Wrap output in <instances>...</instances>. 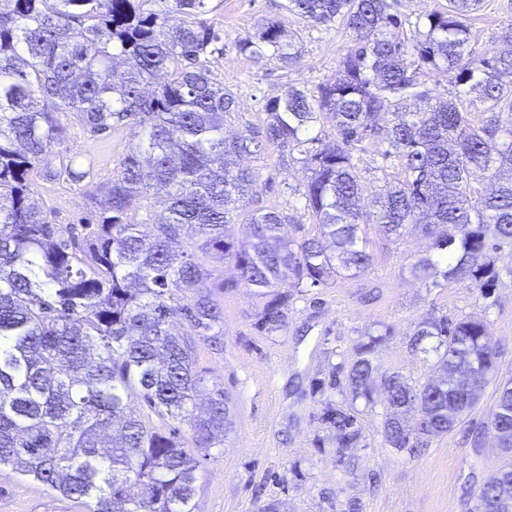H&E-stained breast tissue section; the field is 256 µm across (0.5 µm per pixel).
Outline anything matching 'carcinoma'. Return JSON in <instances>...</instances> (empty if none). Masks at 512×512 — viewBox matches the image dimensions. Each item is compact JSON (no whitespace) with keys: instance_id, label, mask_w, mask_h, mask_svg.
I'll return each instance as SVG.
<instances>
[{"instance_id":"carcinoma-1","label":"carcinoma","mask_w":512,"mask_h":512,"mask_svg":"<svg viewBox=\"0 0 512 512\" xmlns=\"http://www.w3.org/2000/svg\"><path fill=\"white\" fill-rule=\"evenodd\" d=\"M5 2L12 8L0 7V467L86 512H197L199 461L189 444L220 445L233 425L224 389L208 385L196 353L197 340H217L224 324L215 290L250 289L262 301L261 327L275 332L287 325L289 289L364 274L371 255L358 245L355 151L385 144L381 156L401 163L404 179L382 189L375 223L388 234L415 224L431 240L414 277L470 280L485 296L494 287L496 265L477 258L492 240L512 244V23L499 46L473 55L467 18L483 0H448L413 32L390 0H288L286 9L310 23L342 26L351 44L341 75L318 94L290 85L266 100L261 139L224 136L236 102L205 64L221 41L204 19L211 0ZM283 37L269 23L235 46L257 64L275 56L295 67L299 48ZM424 69L448 74L474 98L436 97L418 79ZM477 103L492 113L480 127L468 112ZM68 113L96 134L125 126L141 136L139 152L119 162L107 185L96 227L82 236L53 223L28 182L36 161L67 140L60 116ZM324 119L336 129L332 145L311 136ZM309 143L316 148L303 195L318 234L287 238L288 217L275 209L243 212L236 222L229 204L255 194L258 181L240 158ZM92 167L69 159L43 179L77 185ZM155 187L167 192V216L147 236L128 212ZM189 227L198 235L190 251L180 246ZM198 251L221 255L236 277L211 280ZM178 316L186 328L174 333ZM428 338L437 339L436 362L424 382L379 371L380 337L369 335L316 386H342L371 405L381 384L385 444L417 455L471 411L496 366L478 318L426 319L412 344ZM497 392L486 431L512 453V384ZM202 394L206 412L195 418ZM134 395L157 423L131 407ZM192 417L188 439L180 424ZM322 418L336 432L337 462H351L362 442L357 412L330 403ZM476 499L481 512H512V463Z\"/></svg>"}]
</instances>
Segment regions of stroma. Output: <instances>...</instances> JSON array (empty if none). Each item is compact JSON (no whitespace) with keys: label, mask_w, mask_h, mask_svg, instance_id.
I'll list each match as a JSON object with an SVG mask.
<instances>
[{"label":"stroma","mask_w":512,"mask_h":512,"mask_svg":"<svg viewBox=\"0 0 512 512\" xmlns=\"http://www.w3.org/2000/svg\"><path fill=\"white\" fill-rule=\"evenodd\" d=\"M211 4L207 21L220 31L224 49L210 55L208 67L237 102L225 124L229 136L261 135L266 99L291 84L316 93L336 77L350 46L344 29L308 23L287 11V0ZM272 21L295 35L301 53L298 67L285 68L275 58L257 64L237 51L240 37L257 34ZM511 22L512 0H484L482 10L467 21L473 53L491 49L502 27ZM62 121L67 145L36 165L31 188L51 209L54 223L92 224L99 210L94 196L102 195L120 160L137 151L139 139L127 128L90 134L70 114ZM71 156L94 163L84 186L43 180L45 170L59 168ZM306 159V153L274 146L242 159L243 166L259 176L258 206L288 215L283 231L298 242L318 230L303 196L309 175ZM353 161L365 188L358 235L372 256L366 273L326 287L293 289L287 325L276 332L258 328L259 301L249 289L221 293V345L197 343L198 363L208 381L223 387L234 406V425L223 445L195 451L198 512H259L272 500L281 502L285 512H344L351 501L360 503L362 512H472L477 489L512 461L491 437H484L478 448L472 442L496 409L498 385L512 382V246L486 253L500 271L490 296L468 281L416 280L409 267L426 255L429 239L412 226L388 237L374 222L380 189L402 177L398 159L370 151L354 153ZM432 315L452 320L481 317L497 354V369L471 412L413 457L385 445L383 397L369 406L351 400L342 388L317 391L314 382L331 366L349 362L358 340L368 333L382 338L376 360L380 370L399 372L413 383L426 381L435 355L414 348L410 338L416 325ZM328 402L352 403L360 412L363 439L354 466L336 461L335 432L321 419ZM0 512L84 508L4 467Z\"/></svg>","instance_id":"stroma-1"}]
</instances>
